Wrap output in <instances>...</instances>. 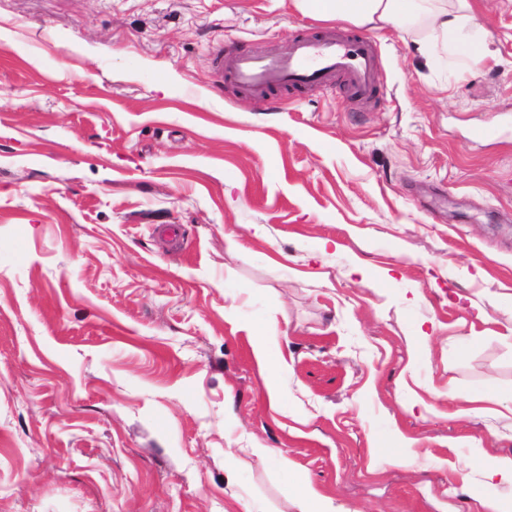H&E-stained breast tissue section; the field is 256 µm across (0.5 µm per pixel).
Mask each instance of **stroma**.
I'll list each match as a JSON object with an SVG mask.
<instances>
[{
    "mask_svg": "<svg viewBox=\"0 0 512 512\" xmlns=\"http://www.w3.org/2000/svg\"><path fill=\"white\" fill-rule=\"evenodd\" d=\"M471 4L484 63L368 31L365 104L215 84L325 30L291 0H0V512H298L283 458L336 512H512L469 404L512 398V0ZM278 341L279 336L273 327L269 328L265 332L254 334L252 340V352L259 364L266 363L270 349L278 346Z\"/></svg>",
    "mask_w": 512,
    "mask_h": 512,
    "instance_id": "1",
    "label": "stroma"
}]
</instances>
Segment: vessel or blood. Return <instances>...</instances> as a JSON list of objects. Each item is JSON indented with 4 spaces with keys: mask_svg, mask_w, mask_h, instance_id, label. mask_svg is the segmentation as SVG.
<instances>
[{
    "mask_svg": "<svg viewBox=\"0 0 512 512\" xmlns=\"http://www.w3.org/2000/svg\"><path fill=\"white\" fill-rule=\"evenodd\" d=\"M340 76L353 97L369 98L378 84L372 40L331 28L314 37L292 39L274 55L223 53L214 78L262 97L276 88H327Z\"/></svg>",
    "mask_w": 512,
    "mask_h": 512,
    "instance_id": "b4317fda",
    "label": "vessel or blood"
}]
</instances>
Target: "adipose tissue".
Listing matches in <instances>:
<instances>
[{"label": "adipose tissue", "instance_id": "adipose-tissue-1", "mask_svg": "<svg viewBox=\"0 0 512 512\" xmlns=\"http://www.w3.org/2000/svg\"><path fill=\"white\" fill-rule=\"evenodd\" d=\"M303 15L380 30L424 21L439 53L465 51L477 63L487 56L470 0H293Z\"/></svg>", "mask_w": 512, "mask_h": 512}]
</instances>
